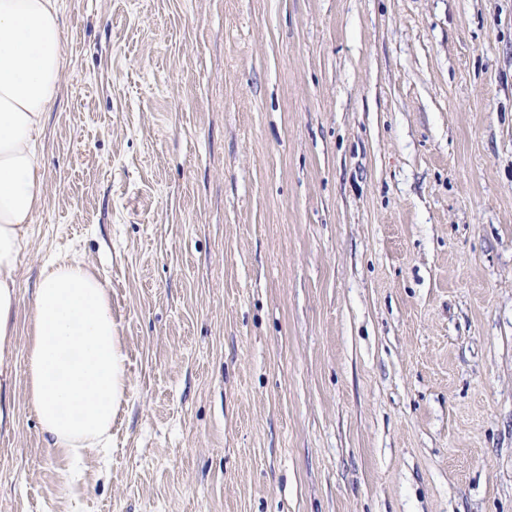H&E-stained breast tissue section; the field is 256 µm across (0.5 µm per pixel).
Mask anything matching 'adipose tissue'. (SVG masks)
Wrapping results in <instances>:
<instances>
[{
	"label": "adipose tissue",
	"instance_id": "1",
	"mask_svg": "<svg viewBox=\"0 0 512 512\" xmlns=\"http://www.w3.org/2000/svg\"><path fill=\"white\" fill-rule=\"evenodd\" d=\"M58 0H0V385L11 378L17 272L45 195L39 149L62 86ZM109 289L79 261L44 263L28 313L26 402L50 447L112 450L129 380Z\"/></svg>",
	"mask_w": 512,
	"mask_h": 512
}]
</instances>
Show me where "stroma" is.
Segmentation results:
<instances>
[{"mask_svg": "<svg viewBox=\"0 0 512 512\" xmlns=\"http://www.w3.org/2000/svg\"><path fill=\"white\" fill-rule=\"evenodd\" d=\"M0 512H512V0H59ZM112 292L108 458L25 398L43 263Z\"/></svg>", "mask_w": 512, "mask_h": 512, "instance_id": "1", "label": "stroma"}]
</instances>
